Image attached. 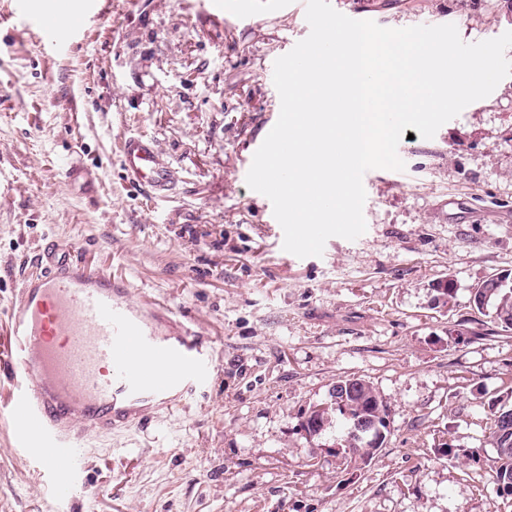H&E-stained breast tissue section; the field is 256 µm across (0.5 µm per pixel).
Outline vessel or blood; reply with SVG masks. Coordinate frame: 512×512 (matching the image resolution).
<instances>
[{
  "label": "vessel or blood",
  "mask_w": 512,
  "mask_h": 512,
  "mask_svg": "<svg viewBox=\"0 0 512 512\" xmlns=\"http://www.w3.org/2000/svg\"><path fill=\"white\" fill-rule=\"evenodd\" d=\"M124 171L153 196L179 173L152 141L121 143ZM12 305L6 349L17 384L0 410L55 493L78 479L83 439L140 424L152 403L171 406L207 385L214 347L160 301L132 303L124 280L71 253L51 252Z\"/></svg>",
  "instance_id": "vessel-or-blood-1"
}]
</instances>
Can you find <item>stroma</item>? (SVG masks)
Listing matches in <instances>:
<instances>
[{"mask_svg":"<svg viewBox=\"0 0 512 512\" xmlns=\"http://www.w3.org/2000/svg\"><path fill=\"white\" fill-rule=\"evenodd\" d=\"M363 2L381 26L452 23L468 43L512 30V0ZM29 3L70 22L52 46L0 0V329L53 242L213 339L216 368L184 408L87 440L65 498L0 419V512H512L491 439L512 407V331L470 303L512 273V76L434 138L402 139L401 173L364 174L363 235L299 258L246 175L280 113L267 71L310 32L301 13ZM133 133L179 171L169 198L125 177ZM353 376L390 420L365 461L301 426Z\"/></svg>","mask_w":512,"mask_h":512,"instance_id":"obj_1","label":"stroma"}]
</instances>
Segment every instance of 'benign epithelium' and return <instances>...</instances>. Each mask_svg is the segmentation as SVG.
<instances>
[{
    "instance_id": "obj_1",
    "label": "benign epithelium",
    "mask_w": 512,
    "mask_h": 512,
    "mask_svg": "<svg viewBox=\"0 0 512 512\" xmlns=\"http://www.w3.org/2000/svg\"><path fill=\"white\" fill-rule=\"evenodd\" d=\"M333 405L317 406L314 408V416L304 417L302 420V428L311 435L321 433L330 421V417L326 415L328 409L336 412H342L344 419L347 421L348 428L346 436L342 443L336 445V448L343 453L357 456L363 460H367L374 454V449L381 447L387 439L390 432V422L388 417L382 415L374 418L367 414L369 406L365 405V400L358 403L359 410L357 414H352L348 407L346 399L338 397L332 398Z\"/></svg>"
}]
</instances>
